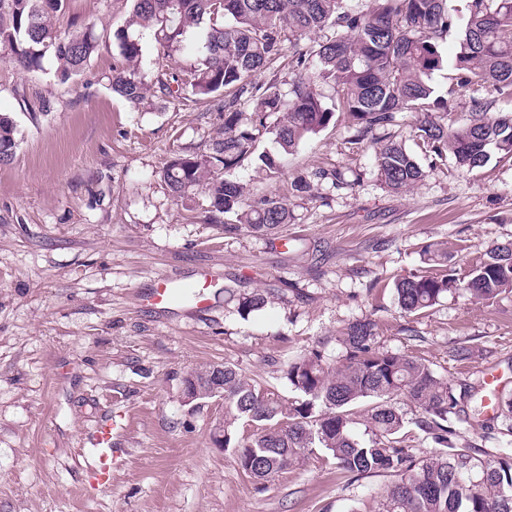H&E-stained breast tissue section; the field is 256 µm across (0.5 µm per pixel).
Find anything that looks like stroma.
I'll return each mask as SVG.
<instances>
[{"label":"stroma","mask_w":512,"mask_h":512,"mask_svg":"<svg viewBox=\"0 0 512 512\" xmlns=\"http://www.w3.org/2000/svg\"><path fill=\"white\" fill-rule=\"evenodd\" d=\"M128 0H67L55 24L94 22L102 37L78 84L53 78L54 62L26 73L0 62V112L20 146L0 164V512H374L390 481L353 478L310 456L267 481L240 469L224 445V402L186 403L193 368L229 364L290 388L280 364L312 349L336 359V332L375 315L381 349L404 353L448 381L460 401L459 446L492 460L512 446L501 422L473 415L483 373L512 398V291L480 300L463 291L406 316L395 279L421 268V246L443 242L457 276L512 242V159L466 170L430 164L407 190L380 180L374 144H354L347 114L304 140L272 173L261 161L272 135L231 172L254 197L287 192L293 219L277 235L206 224L204 194L176 201L161 171L174 151L212 134L206 102L150 93L136 108L113 96L121 57L113 39ZM446 109L432 120L469 121L470 91L444 66L431 75ZM55 99L49 114L24 101ZM308 179L306 192L292 182ZM215 275L208 310L153 307L167 277ZM266 305L247 313L244 297ZM468 348V359L454 353ZM112 418V484L94 485L90 439Z\"/></svg>","instance_id":"1"}]
</instances>
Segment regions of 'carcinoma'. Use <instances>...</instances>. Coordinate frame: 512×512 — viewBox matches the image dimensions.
<instances>
[{"label": "carcinoma", "instance_id": "cac0c4a2", "mask_svg": "<svg viewBox=\"0 0 512 512\" xmlns=\"http://www.w3.org/2000/svg\"><path fill=\"white\" fill-rule=\"evenodd\" d=\"M126 25L114 34L123 60L108 77L109 89L138 106L154 88L165 95H191L218 112L216 135L173 154L161 178L176 200L196 191L209 200L207 220L224 231L246 227L270 235L288 223L287 196L251 198L243 185L224 178L250 157L266 134L289 153L309 135L326 128L338 111L355 122L354 141L395 125L401 112H426L437 105L431 74L441 67L439 42L456 25L448 0H368L353 11L347 0H131ZM65 0H0V58L26 72L56 62L54 76L68 84L80 76L100 46L92 22L75 20L62 35L53 27ZM326 27L334 38L297 51L288 94L278 78L257 81L281 57L285 41H300ZM459 51L452 60L456 85L471 89L469 123L443 126L423 117L416 125L422 152L431 161L452 154L467 169L492 156L512 158V115H495L497 102L512 98V0H467ZM150 37L159 58L182 55L184 75L158 71L155 82L141 72L142 40ZM330 84L327 102L316 89ZM252 115L243 121V107ZM20 140L13 119L0 113V163L10 162ZM380 176L403 190L423 176L417 160L396 143L376 150ZM426 269L394 282L401 313L415 315L435 306L452 290L490 300L512 290V243L487 253L468 275L448 272V251L439 243L424 251ZM378 323L366 317L336 335L341 356L330 362L312 350L283 367L292 396L282 397L224 365V447L235 444V462L265 481L321 453L347 473L361 477L388 473L378 512H512V453L495 460L474 456L455 442L449 416L458 400L448 382L421 360L378 346ZM415 408L409 420L394 401ZM368 437L354 432L357 418ZM414 424L438 451L418 461L405 429ZM253 434L236 440L238 427Z\"/></svg>", "mask_w": 512, "mask_h": 512}]
</instances>
